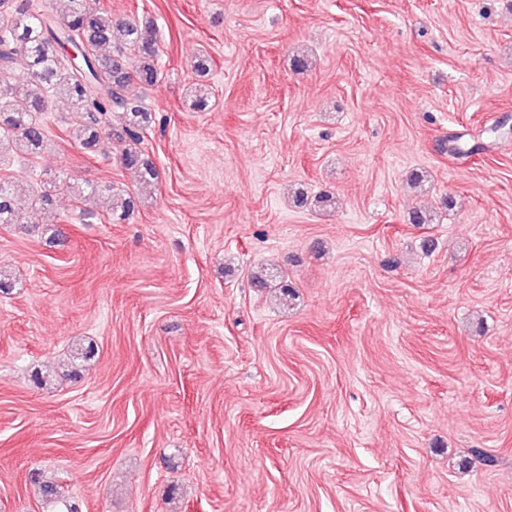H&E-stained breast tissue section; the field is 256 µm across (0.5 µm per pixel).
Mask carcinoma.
I'll return each mask as SVG.
<instances>
[{"mask_svg":"<svg viewBox=\"0 0 512 512\" xmlns=\"http://www.w3.org/2000/svg\"><path fill=\"white\" fill-rule=\"evenodd\" d=\"M0 0V73L13 79L10 96L0 100V141L28 158L48 145L42 116L57 102L69 105V139L87 152L107 153L122 146L121 166L134 172L141 190L156 186L159 172L141 148L153 123L144 102L160 79L158 44L150 19L112 17L100 0ZM81 45L71 61L65 49L48 51V40ZM60 177L44 173L21 198L12 178L0 175V224H37L53 206ZM75 199L104 201L107 218L119 223L137 207L139 194L88 182Z\"/></svg>","mask_w":512,"mask_h":512,"instance_id":"1","label":"carcinoma"}]
</instances>
